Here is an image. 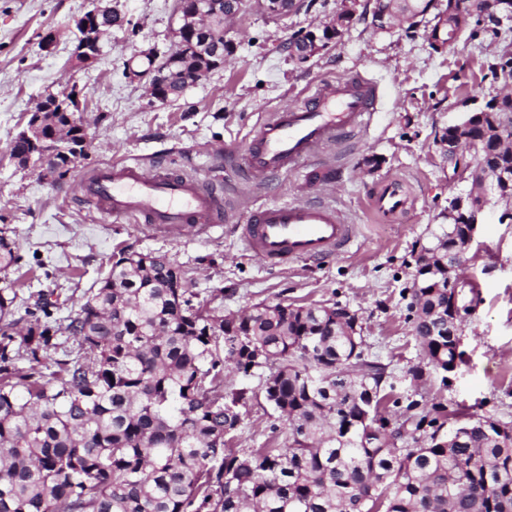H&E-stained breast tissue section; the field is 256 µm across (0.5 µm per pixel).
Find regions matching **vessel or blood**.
<instances>
[{
  "mask_svg": "<svg viewBox=\"0 0 512 512\" xmlns=\"http://www.w3.org/2000/svg\"><path fill=\"white\" fill-rule=\"evenodd\" d=\"M379 99L378 84L360 74L318 85L301 105L278 109L259 124L242 156L245 170L258 183L294 170L305 157L364 129ZM79 186L98 211L141 220L165 233L187 228L202 232L222 221L218 200L198 180L137 163L101 168L83 177ZM410 201L404 182L396 177L382 180L370 197L372 209L388 220L404 215ZM239 230L245 250L272 266L321 261L356 242L354 225L345 223L327 201L258 204Z\"/></svg>",
  "mask_w": 512,
  "mask_h": 512,
  "instance_id": "1",
  "label": "vessel or blood"
}]
</instances>
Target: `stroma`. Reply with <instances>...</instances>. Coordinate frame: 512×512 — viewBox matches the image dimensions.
Masks as SVG:
<instances>
[{"label":"stroma","mask_w":512,"mask_h":512,"mask_svg":"<svg viewBox=\"0 0 512 512\" xmlns=\"http://www.w3.org/2000/svg\"><path fill=\"white\" fill-rule=\"evenodd\" d=\"M244 0L224 25V65L175 100L150 102L145 80L126 73L140 49L164 53L177 26L176 0H120L127 19L102 39L88 69L73 66L75 18L98 0H0V226L16 240L21 261L9 277L24 292L81 296L106 272L114 254L166 256L200 296L224 291V312L263 302L294 306L341 302L359 315L367 349L388 364L398 393L411 391L408 369L419 345L403 289L414 281L416 258L448 229V201L471 188L449 164L440 139L463 113L496 95L487 66L512 44V22L498 32L485 25L441 51L424 27L396 25L371 33L362 18L370 0H311L299 13L276 19ZM350 9L359 22L318 56L300 62L288 52L298 30L332 24ZM58 36L53 52L40 38ZM361 74L376 81L382 101L369 126L345 143L258 184L241 167V154L260 120L298 104L322 82ZM80 93L88 153L59 183L11 159L12 140L41 97ZM197 179L218 197L223 221L207 231L170 236L141 221L115 219L88 205L78 178L115 162ZM406 181L413 206L398 222L380 221L368 196L381 179ZM331 187L333 204L356 227L358 247L321 262L265 266L246 252L237 229L256 203L312 201ZM506 205L491 199L476 239L460 255L467 306L462 332L466 363L441 394L451 407L512 424V224L500 223ZM275 413L252 400L237 432L240 448L285 440Z\"/></svg>","instance_id":"1"}]
</instances>
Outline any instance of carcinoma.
<instances>
[{
	"label": "carcinoma",
	"mask_w": 512,
	"mask_h": 512,
	"mask_svg": "<svg viewBox=\"0 0 512 512\" xmlns=\"http://www.w3.org/2000/svg\"><path fill=\"white\" fill-rule=\"evenodd\" d=\"M436 10L452 35L431 26L439 50L470 21L498 26L512 0H373L370 27ZM214 47L189 41L172 67L168 97L217 69ZM506 108L488 101L464 129L484 170H512L500 148ZM50 162L51 177L70 170ZM443 255L409 308L420 356L447 385L465 364L462 331L448 323V268L461 246L443 234ZM21 256L0 229V512H512V432L465 413L408 369L412 393H395L388 365L364 336L338 323L341 304L257 303L239 324L214 301L174 288L184 272L162 255L122 251L78 309L60 318L41 296L25 321L8 281ZM59 358L47 363L50 353ZM269 368L265 402L286 424L283 445L233 446L254 393L224 388V374Z\"/></svg>",
	"instance_id": "1"
}]
</instances>
